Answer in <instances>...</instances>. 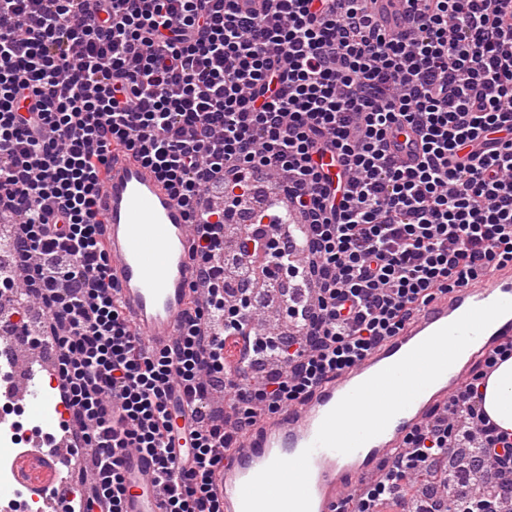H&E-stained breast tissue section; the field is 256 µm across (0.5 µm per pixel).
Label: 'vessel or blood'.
<instances>
[{
	"mask_svg": "<svg viewBox=\"0 0 512 512\" xmlns=\"http://www.w3.org/2000/svg\"><path fill=\"white\" fill-rule=\"evenodd\" d=\"M406 0H377L380 20L393 31H402ZM390 150L402 164L413 163L420 151L412 131H396ZM102 220L112 252V274L127 312L145 341L161 348L177 335L188 306V285L195 277L190 259V228L186 214L173 201L149 168L139 163L115 162L101 196ZM512 301V271L492 273L478 283L455 289L428 303L396 336L383 343L358 366L331 377L314 388L302 406L289 408L276 421L248 433L243 448L224 462L217 483V497L224 512H241L243 484L275 458H293L312 448L325 415L357 385L397 362L439 328L467 310L497 300ZM512 341V318L489 326L463 356L403 412L386 430L351 454L326 448L312 449L310 458L311 512H334L353 479L376 473L394 457L404 436L462 386L470 368L497 346ZM31 404L52 401L65 411L39 367H28L19 391ZM124 512H161L160 496L152 481V463L137 453L125 459ZM12 481H0V499L28 493L32 500L59 506L56 488L66 478L54 457L34 448L18 449L11 464Z\"/></svg>",
	"mask_w": 512,
	"mask_h": 512,
	"instance_id": "1",
	"label": "vessel or blood"
}]
</instances>
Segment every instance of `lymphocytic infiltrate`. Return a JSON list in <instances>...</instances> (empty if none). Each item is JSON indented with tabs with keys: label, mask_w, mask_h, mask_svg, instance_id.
I'll use <instances>...</instances> for the list:
<instances>
[{
	"label": "lymphocytic infiltrate",
	"mask_w": 512,
	"mask_h": 512,
	"mask_svg": "<svg viewBox=\"0 0 512 512\" xmlns=\"http://www.w3.org/2000/svg\"><path fill=\"white\" fill-rule=\"evenodd\" d=\"M0 0V213L18 215L0 281L24 272L52 326L59 390L89 449L78 512H123L122 453L151 457L165 512H222L215 485L244 435L398 335L421 307L512 268V0ZM422 156L398 164L387 134ZM492 134L503 145L477 150ZM342 168L322 170L323 154ZM152 167L186 208L198 268L171 344L145 346L111 277L99 197L112 157ZM285 176L307 243L239 229V267L279 288L297 333L257 330L225 296V214ZM250 337L233 375L227 347ZM512 342L336 512H401L402 492L464 441L512 490V435L482 406ZM223 389L230 412L214 417ZM408 4L404 0H378L377 15L385 26L393 31H402ZM390 150L401 164H412L420 151L418 137L412 131H394L390 137Z\"/></svg>",
	"instance_id": "1"
}]
</instances>
